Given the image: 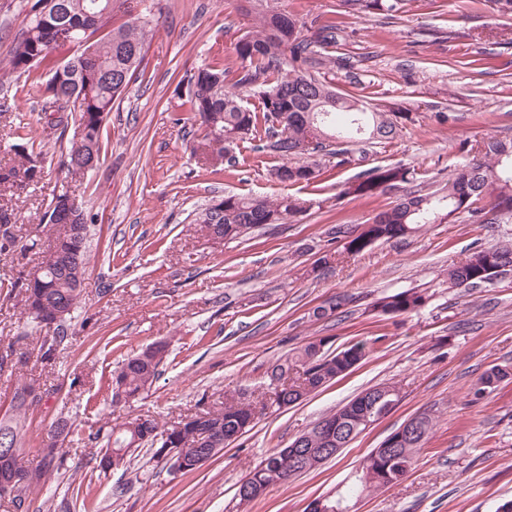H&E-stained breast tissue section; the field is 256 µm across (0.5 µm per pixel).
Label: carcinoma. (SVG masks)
I'll return each instance as SVG.
<instances>
[{
	"label": "carcinoma",
	"mask_w": 512,
	"mask_h": 512,
	"mask_svg": "<svg viewBox=\"0 0 512 512\" xmlns=\"http://www.w3.org/2000/svg\"><path fill=\"white\" fill-rule=\"evenodd\" d=\"M351 9L365 15L391 13L400 9L401 0H343ZM112 19V0H34L27 19L22 41L9 60L0 68V77L31 73L55 52H68L72 46L87 42L80 52L68 57L62 66L49 70L45 83L47 106L65 112L70 123L84 128L82 136L73 135L66 150L63 165L76 159L100 154L103 116L112 111L115 100L128 87L139 68L153 26L139 19L125 22L103 36L98 31ZM336 42L335 32L319 31L315 36L302 34V25L293 17L270 12L257 15L255 29L243 35L235 44V53L241 68L235 71V88H256L259 109L245 106L238 94L225 89L230 71L220 62L198 67L187 79L185 87L188 111L199 122L201 134L194 150L203 151L231 166L236 162L233 149L238 142L259 139L261 148L283 159L275 168L276 178L288 185H310L319 180L323 168L313 159L315 153L337 144L331 154L340 157L337 164H361L362 155H353L352 147L369 140L394 139L400 121L409 120L406 107L401 104L368 103L352 93L336 91L333 79L315 76L310 69L321 64V49ZM13 149L18 160L12 165L0 166V186L23 189L37 179L35 170L41 163V154L29 150L30 130L19 126L14 131ZM413 180V172L402 165H377L361 170L343 186L344 196L370 198L385 195ZM322 202H313L283 195L274 199L240 195L224 196L223 204L209 205L198 213L196 223L204 225L208 233L226 239L238 238L264 224H290L297 216ZM478 224H512V141L491 140L484 147V160L465 164L455 169L441 192L413 195L399 200L378 214L370 224L354 229L336 228L335 238H343V251L358 255L378 241L404 239L425 224H446L459 214ZM46 223L54 227V237L48 247L34 286L24 289L25 306L36 327L45 329L44 322L54 317L60 306L74 311L83 297V289L74 287L72 272L85 274L90 247V233H85L80 253L71 256L72 271L58 266L54 255L70 250L73 228L57 214V203L50 202L44 213ZM13 214L0 206V251L15 246ZM502 267L512 273V244L477 249L461 263L448 268V288H491L497 281L493 269ZM428 296L415 289H407L383 296L374 303V309L383 315H403L423 307ZM325 340L310 342L297 354L288 356L272 366L278 372L277 383L268 384L261 396L242 391L224 399V405L213 411L197 414L176 426L159 430L158 423L148 419L137 431L114 425L106 434V443L99 453L116 459L120 468L130 467L131 458L126 448L133 438L139 439L138 448L146 449L151 458L167 463L163 452L178 450L184 473L202 467L188 447L199 428L212 431V447L223 450L255 426V421L268 410L295 404L336 379L343 371L351 370L367 356L368 343L361 340L341 350L324 349ZM168 356L167 344L155 351L147 347L119 366L112 374L113 397L130 401L139 398L159 374V366ZM512 372L492 366L479 378L475 396L492 392ZM32 386H23L14 394L11 415L0 421V434L9 435L8 443L16 445L11 465L26 478L25 492L46 482L65 466L60 449L49 445L44 449L43 466L32 469L27 465L26 453L15 443L20 435L21 420L31 405L41 400L32 399L26 392ZM423 427L410 445L403 446L387 458L375 461L361 469L345 497L363 494L373 489L394 485L412 468L423 447L421 438L428 437L434 418L421 414ZM341 423H336V419ZM375 421L370 405L356 397L322 418L326 422L321 432L307 439V448H334L348 439L354 427L365 429L364 420ZM283 449L270 453L240 481L249 485L252 495L247 502L262 496L271 486L286 483L315 470L324 463L316 456L299 462L290 472L282 461Z\"/></svg>",
	"instance_id": "cac0c4a2"
}]
</instances>
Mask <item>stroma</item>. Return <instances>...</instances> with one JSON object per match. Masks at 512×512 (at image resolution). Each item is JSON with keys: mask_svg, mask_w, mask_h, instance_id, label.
I'll return each mask as SVG.
<instances>
[{"mask_svg": "<svg viewBox=\"0 0 512 512\" xmlns=\"http://www.w3.org/2000/svg\"><path fill=\"white\" fill-rule=\"evenodd\" d=\"M32 0H0V65L21 39ZM298 19L304 34L335 27L326 57H350L335 84L371 103L411 112L399 135L367 145V165L415 169L404 189L373 198L341 196L356 165L326 161L318 186H285L282 159L239 143L237 164L220 174L193 154L198 137L184 106L187 72L215 58L237 69L236 41L257 12ZM151 20L153 38L126 91L106 116L97 167L84 178L61 162L71 132L44 128L48 65L0 85V163H14L12 126L29 124L42 174L0 193L14 209L18 247L0 252V417L16 390L42 399L27 412L21 443L38 467L53 422L68 423L66 468L34 489L30 512H224L239 481L270 452L364 390L390 383L402 399L384 420L332 461L275 485L243 512H308L312 500L345 492L362 461L405 419L429 411L434 427L407 476L348 498L349 512H497L512 500V379L474 396L482 373L512 368V276L494 287L449 288V266L474 248L512 240V224H477L460 215L413 236L379 241L362 254L315 261L334 227L370 223L405 192L442 187L454 167L477 159L484 140H512V14L490 0H406L394 17L365 16L340 0H127L113 25ZM450 112L455 122L434 115ZM68 194L90 219L84 296L67 336L44 359L43 332L25 313L22 285L43 260L52 198ZM324 201L285 225L217 241L197 224L199 209L227 194ZM417 288L418 311L384 316L379 297ZM346 305L318 320L316 307ZM164 339L169 355L148 392L116 404L109 382L124 358ZM324 339L330 348L370 340L367 358L301 403L263 416L200 469L172 474L136 450L128 472H102L95 454L110 427L129 417L167 428L239 390L260 391L291 349Z\"/></svg>", "mask_w": 512, "mask_h": 512, "instance_id": "35a3bbf8", "label": "stroma"}]
</instances>
